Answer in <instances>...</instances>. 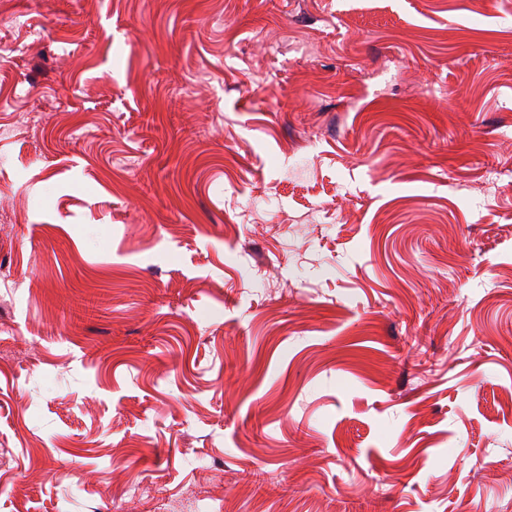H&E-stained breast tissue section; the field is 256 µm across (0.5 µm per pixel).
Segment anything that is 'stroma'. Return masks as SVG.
Returning a JSON list of instances; mask_svg holds the SVG:
<instances>
[{"label":"stroma","instance_id":"stroma-1","mask_svg":"<svg viewBox=\"0 0 512 512\" xmlns=\"http://www.w3.org/2000/svg\"><path fill=\"white\" fill-rule=\"evenodd\" d=\"M0 507L512 512V0H0Z\"/></svg>","mask_w":512,"mask_h":512}]
</instances>
